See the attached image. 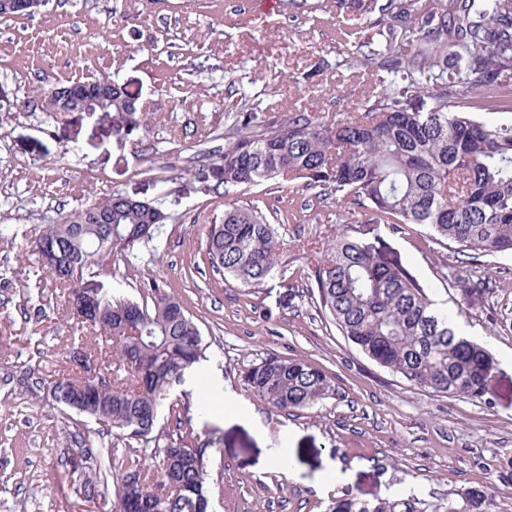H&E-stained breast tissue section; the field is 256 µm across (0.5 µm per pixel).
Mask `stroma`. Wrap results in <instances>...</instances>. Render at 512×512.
<instances>
[{"mask_svg":"<svg viewBox=\"0 0 512 512\" xmlns=\"http://www.w3.org/2000/svg\"><path fill=\"white\" fill-rule=\"evenodd\" d=\"M371 35L288 0L273 10L265 0H47L32 17L0 19V512H112V494L84 501L92 471L74 463L87 449L120 456L129 445L54 403L71 325L58 288L22 251L62 214L116 190L158 202L167 220L111 272L84 271L83 283L134 299L160 284L200 326L206 358L172 398L218 450L208 463L213 512H328L342 499L445 512L481 486L493 512H512V256L461 263L440 247L426 257L385 225L353 224L449 312L464 308L462 331L495 360L482 398L434 396L358 351L307 286V250L344 230L335 196L299 183L224 185L219 156L236 113L279 125L298 110L350 111L371 88L341 67L342 53ZM105 75L138 98L144 118L48 112L34 94ZM228 205L261 211L283 239L275 273L257 287L207 264L208 227ZM440 262L485 276L491 293L460 300L456 283L436 280ZM269 356L316 365L334 395L271 411L240 376ZM278 457L290 468H274ZM333 467L343 478L325 484Z\"/></svg>","mask_w":512,"mask_h":512,"instance_id":"stroma-1","label":"stroma"}]
</instances>
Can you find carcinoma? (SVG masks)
Wrapping results in <instances>:
<instances>
[{
  "label": "carcinoma",
  "instance_id": "obj_1",
  "mask_svg": "<svg viewBox=\"0 0 512 512\" xmlns=\"http://www.w3.org/2000/svg\"><path fill=\"white\" fill-rule=\"evenodd\" d=\"M356 11L378 39L347 51L346 63L371 72L379 90L360 112L315 117L292 113L261 134L257 116L238 120L224 145V186L295 182L334 192L347 214L385 224L419 253L455 246L475 259L512 254V123L489 124L480 112H512V0H335ZM163 211L127 204L114 191L63 215L27 246L56 263L48 274L63 290L73 329L95 336L67 352L93 376L55 382L61 409L86 415L135 442L102 477L87 479L84 498L113 483V512H209L208 447L190 429L186 411L169 401L175 386L205 358L201 329L174 296L155 287L145 298L84 295L83 272L100 256L126 255L153 239ZM281 239L253 208L228 206L209 225L212 270L244 288L276 270ZM306 279L321 312L381 367L422 391L481 398L495 362L487 348L457 329L432 289L406 267L350 233L307 263ZM461 295L488 293L484 278L457 279ZM271 409L310 408L335 392L319 367L271 356L241 372ZM168 406L176 435L157 433ZM153 468L146 467L147 461ZM484 488L448 512H492ZM329 512H391L390 507L338 501Z\"/></svg>",
  "mask_w": 512,
  "mask_h": 512
}]
</instances>
